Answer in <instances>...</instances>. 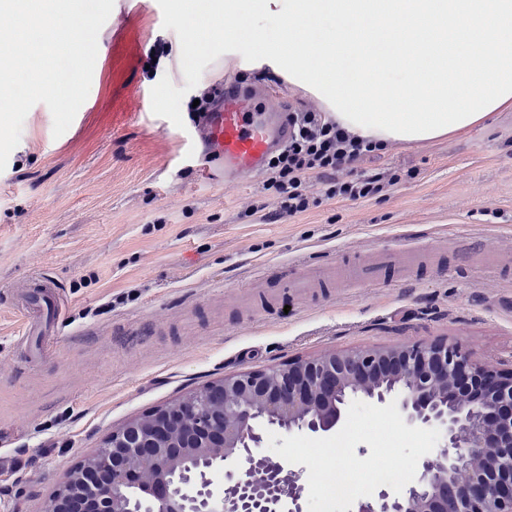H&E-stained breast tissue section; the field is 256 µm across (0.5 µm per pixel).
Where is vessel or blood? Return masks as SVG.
<instances>
[{
  "label": "vessel or blood",
  "mask_w": 512,
  "mask_h": 512,
  "mask_svg": "<svg viewBox=\"0 0 512 512\" xmlns=\"http://www.w3.org/2000/svg\"><path fill=\"white\" fill-rule=\"evenodd\" d=\"M196 130L206 162L219 166L225 176L238 178L261 173L267 157L287 142L290 132L287 113H253L247 96L239 93L227 94L217 111L205 113L197 121ZM382 277L383 271L375 262L357 266L323 263L308 266L304 274L289 279L288 285L302 293L324 283L373 284ZM33 285L32 304L24 310L32 325L38 313L59 307L58 289L52 280L39 276Z\"/></svg>",
  "instance_id": "obj_1"
}]
</instances>
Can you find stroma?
Masks as SVG:
<instances>
[{
  "label": "stroma",
  "mask_w": 512,
  "mask_h": 512,
  "mask_svg": "<svg viewBox=\"0 0 512 512\" xmlns=\"http://www.w3.org/2000/svg\"><path fill=\"white\" fill-rule=\"evenodd\" d=\"M114 0L89 94L62 136L28 111L0 172V512H43L67 472L117 428L198 385L274 361L448 338L512 362V112L454 138L387 145L382 195L326 200L282 223L263 177L202 172L188 117L205 88H252L253 108L317 107L270 73L224 61L206 4ZM198 37L184 54L188 29ZM169 55L145 78L149 51ZM409 244L424 265L309 301L286 293L311 262L366 260ZM60 285L47 350L29 356L22 302L36 274Z\"/></svg>",
  "instance_id": "1"
}]
</instances>
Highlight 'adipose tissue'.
Instances as JSON below:
<instances>
[{
  "instance_id": "ef3b65f1",
  "label": "adipose tissue",
  "mask_w": 512,
  "mask_h": 512,
  "mask_svg": "<svg viewBox=\"0 0 512 512\" xmlns=\"http://www.w3.org/2000/svg\"><path fill=\"white\" fill-rule=\"evenodd\" d=\"M209 16L232 21L225 59L280 73L384 144L461 135L512 110V0H216ZM330 18L321 39L295 49L298 30ZM268 24L283 38L262 40Z\"/></svg>"
}]
</instances>
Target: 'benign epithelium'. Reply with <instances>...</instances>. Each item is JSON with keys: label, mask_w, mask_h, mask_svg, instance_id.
<instances>
[{"label": "benign epithelium", "mask_w": 512, "mask_h": 512, "mask_svg": "<svg viewBox=\"0 0 512 512\" xmlns=\"http://www.w3.org/2000/svg\"><path fill=\"white\" fill-rule=\"evenodd\" d=\"M394 401L441 442L415 480L350 512H512V364L453 340L327 352L226 375L128 421L71 472L55 512H302L301 473L261 452L264 434L328 433L350 404ZM224 471V496L212 489Z\"/></svg>", "instance_id": "1"}]
</instances>
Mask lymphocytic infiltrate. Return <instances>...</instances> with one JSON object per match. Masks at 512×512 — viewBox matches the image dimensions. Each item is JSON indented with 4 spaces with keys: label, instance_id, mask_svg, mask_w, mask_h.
Masks as SVG:
<instances>
[{
    "label": "lymphocytic infiltrate",
    "instance_id": "f902f5d3",
    "mask_svg": "<svg viewBox=\"0 0 512 512\" xmlns=\"http://www.w3.org/2000/svg\"><path fill=\"white\" fill-rule=\"evenodd\" d=\"M288 121L293 131L287 143L266 164L264 188L277 196L279 207L265 213V221L288 220L319 206L325 198H372L398 181L395 171L363 169L364 161L379 156L382 144L355 135L329 113L298 109L289 113ZM346 169L355 171V178L340 179V172ZM312 177L322 185L321 196H314L308 189Z\"/></svg>",
    "mask_w": 512,
    "mask_h": 512
}]
</instances>
